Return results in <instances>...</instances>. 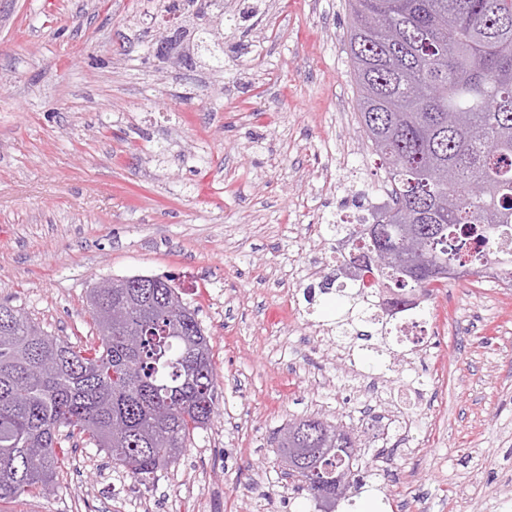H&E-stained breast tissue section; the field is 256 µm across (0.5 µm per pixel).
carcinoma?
Returning <instances> with one entry per match:
<instances>
[{
  "instance_id": "cac0c4a2",
  "label": "carcinoma",
  "mask_w": 512,
  "mask_h": 512,
  "mask_svg": "<svg viewBox=\"0 0 512 512\" xmlns=\"http://www.w3.org/2000/svg\"><path fill=\"white\" fill-rule=\"evenodd\" d=\"M176 16L195 9L196 50L224 70V48L210 39L206 15L215 0H150ZM347 33L357 110L372 152L385 168L390 202L384 234L412 224L434 255V268L487 270L512 286V0H348ZM327 230L358 246L354 224ZM380 294L411 299L410 316L426 323L434 285L450 276L412 279L370 268ZM139 275L88 289L98 342L52 336L26 312L0 303V502L52 489L66 445L102 448L140 484L184 454L215 413L218 376L198 309L170 275ZM344 307L336 337L376 326L369 367L390 369L392 329L365 293L336 289ZM278 456L293 481L305 470L338 466L341 498L360 488L352 430L320 417L279 431Z\"/></svg>"
}]
</instances>
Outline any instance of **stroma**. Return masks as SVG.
<instances>
[{
  "label": "stroma",
  "instance_id": "1",
  "mask_svg": "<svg viewBox=\"0 0 512 512\" xmlns=\"http://www.w3.org/2000/svg\"><path fill=\"white\" fill-rule=\"evenodd\" d=\"M347 0H0V302L94 339L98 279L171 275L210 338L212 422L146 484L79 445L49 495L0 512H316L272 439L309 415L353 429L369 471L337 512H512V287L442 283L414 349L365 368L337 341L341 247L386 173L358 124ZM165 47V60L154 52ZM184 2L179 7L177 2ZM221 2L220 8L217 11V14L220 16L224 13V1L223 0H149V2H158V6L161 9V12H165L168 15L176 16L178 13H182L183 11H189L190 8L196 7L195 16L200 21L196 26V50L201 54L208 56V58L213 62V67L217 70H223L224 68V46H215V43H212L210 39V30L207 27L206 23V15L208 14V9L215 5L213 2Z\"/></svg>",
  "mask_w": 512,
  "mask_h": 512
}]
</instances>
